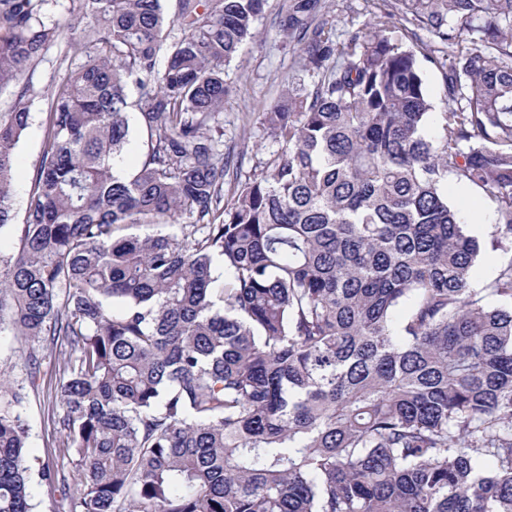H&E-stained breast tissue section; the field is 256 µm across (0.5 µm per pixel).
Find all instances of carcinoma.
<instances>
[{
  "label": "carcinoma",
  "instance_id": "1",
  "mask_svg": "<svg viewBox=\"0 0 512 512\" xmlns=\"http://www.w3.org/2000/svg\"><path fill=\"white\" fill-rule=\"evenodd\" d=\"M46 2L0 0V234L23 77L60 36ZM76 2L82 61L48 98L21 247L0 252V335L27 362L0 375V512H33L20 408L59 340L62 512H512V260L472 287L480 243L448 202L451 177L481 189L512 244V0H382L340 38L325 0H288L311 86L262 113L279 149L243 180L218 116L266 0H177L172 18ZM132 87L147 150L121 176ZM38 475L67 484L56 463Z\"/></svg>",
  "mask_w": 512,
  "mask_h": 512
}]
</instances>
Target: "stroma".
<instances>
[{"label":"stroma","instance_id":"stroma-1","mask_svg":"<svg viewBox=\"0 0 512 512\" xmlns=\"http://www.w3.org/2000/svg\"><path fill=\"white\" fill-rule=\"evenodd\" d=\"M283 2L267 0L255 38L243 46L224 76L229 87L221 114L224 144L231 147L235 161L241 162L242 170L246 173L258 160L267 158L270 152L276 150V142L262 123V114L268 104L287 88L289 76L297 72L293 44L279 26ZM373 9L372 0H327L324 17L340 32L368 23ZM79 59L75 51L64 54L59 48L53 47L44 60L26 75L37 99L31 109L30 126L16 150L15 224L24 222V201L34 169L41 158L45 98ZM448 201L454 207L463 208L469 235L475 237L483 247L474 282L478 287H485L497 276L502 266L512 261V253L492 244L495 232L493 205L479 188L453 179L448 182ZM60 410L59 399L44 387L32 392L22 408V414L30 425L28 458L32 470H39L52 459L48 419Z\"/></svg>","mask_w":512,"mask_h":512}]
</instances>
